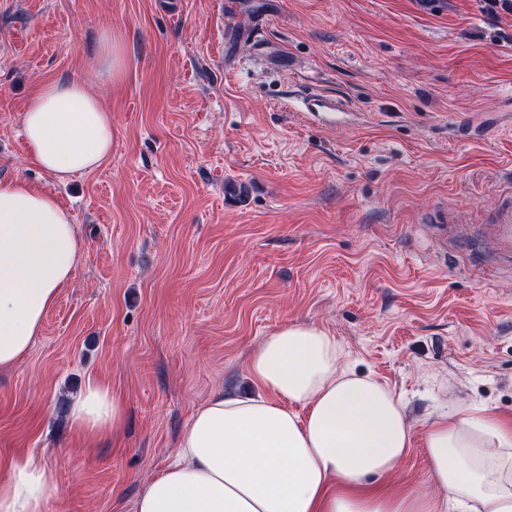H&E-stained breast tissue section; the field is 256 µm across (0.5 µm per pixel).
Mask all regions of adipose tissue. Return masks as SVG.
I'll return each instance as SVG.
<instances>
[{"instance_id":"adipose-tissue-1","label":"adipose tissue","mask_w":512,"mask_h":512,"mask_svg":"<svg viewBox=\"0 0 512 512\" xmlns=\"http://www.w3.org/2000/svg\"><path fill=\"white\" fill-rule=\"evenodd\" d=\"M30 160L62 180L112 154V113L83 81L39 86L22 114ZM82 243L45 187L0 179V370L22 362L72 280ZM259 394L214 392L193 412L176 459L147 480L131 512H512V428L485 409L445 404L425 428L435 495L367 484L411 447V425L384 384L357 372L325 329L288 323L247 360ZM111 389L88 381L71 425L94 445L122 427ZM55 469L17 453L0 477V512H48Z\"/></svg>"}]
</instances>
